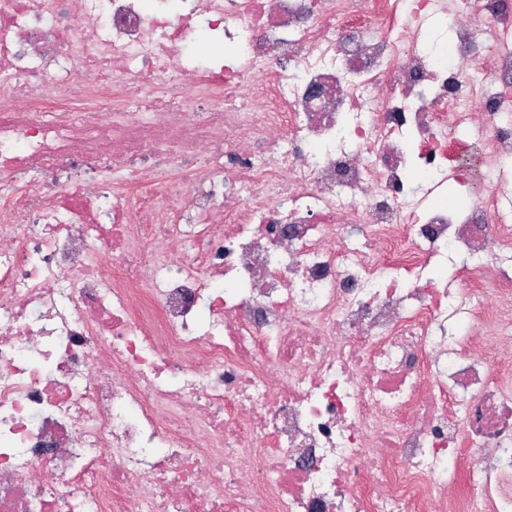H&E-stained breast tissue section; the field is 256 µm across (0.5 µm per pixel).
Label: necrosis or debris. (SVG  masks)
I'll list each match as a JSON object with an SVG mask.
<instances>
[{
	"label": "necrosis or debris",
	"mask_w": 512,
	"mask_h": 512,
	"mask_svg": "<svg viewBox=\"0 0 512 512\" xmlns=\"http://www.w3.org/2000/svg\"><path fill=\"white\" fill-rule=\"evenodd\" d=\"M511 112L512 0H0V512H512Z\"/></svg>",
	"instance_id": "necrosis-or-debris-1"
}]
</instances>
